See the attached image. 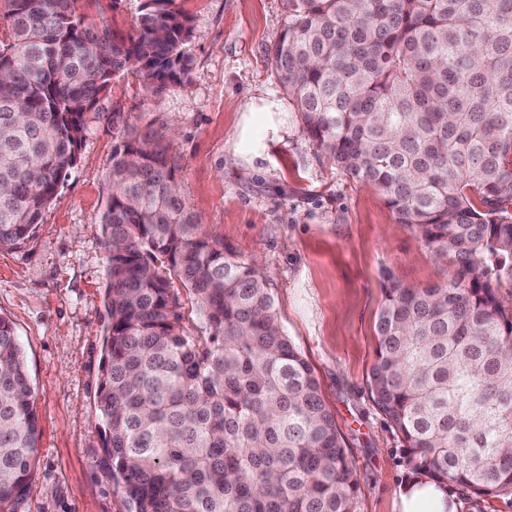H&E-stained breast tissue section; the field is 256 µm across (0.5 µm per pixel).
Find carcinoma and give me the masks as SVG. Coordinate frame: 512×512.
<instances>
[{"instance_id": "cac0c4a2", "label": "carcinoma", "mask_w": 512, "mask_h": 512, "mask_svg": "<svg viewBox=\"0 0 512 512\" xmlns=\"http://www.w3.org/2000/svg\"><path fill=\"white\" fill-rule=\"evenodd\" d=\"M86 0H0V248L41 223L127 68L157 95L188 67L189 18L139 0L135 33ZM274 68L305 135L376 189L446 283L387 278L372 400L414 471L512 493V0H281ZM100 465L124 512H352L358 478L267 279L201 232L169 135L112 113ZM200 326L183 325L173 279ZM34 390L0 314V512L30 493Z\"/></svg>"}]
</instances>
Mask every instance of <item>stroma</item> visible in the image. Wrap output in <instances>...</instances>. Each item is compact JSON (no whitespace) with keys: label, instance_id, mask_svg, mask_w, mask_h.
Masks as SVG:
<instances>
[{"label":"stroma","instance_id":"35a3bbf8","mask_svg":"<svg viewBox=\"0 0 512 512\" xmlns=\"http://www.w3.org/2000/svg\"><path fill=\"white\" fill-rule=\"evenodd\" d=\"M190 18L180 83L147 92L125 70L91 123L79 157L33 235L0 249V314L14 323L35 388L36 475L20 512H123L99 464L95 411L107 252L101 218L112 196L116 134L107 116L173 130L183 200L203 232L221 236L266 276L282 329L312 367L358 476L354 512H399L413 471L374 404L367 377L387 277L424 288L447 281L452 259L398 223L377 190L331 166L302 131L274 70L280 0H176ZM279 111L239 148L246 107L260 96Z\"/></svg>","mask_w":512,"mask_h":512}]
</instances>
